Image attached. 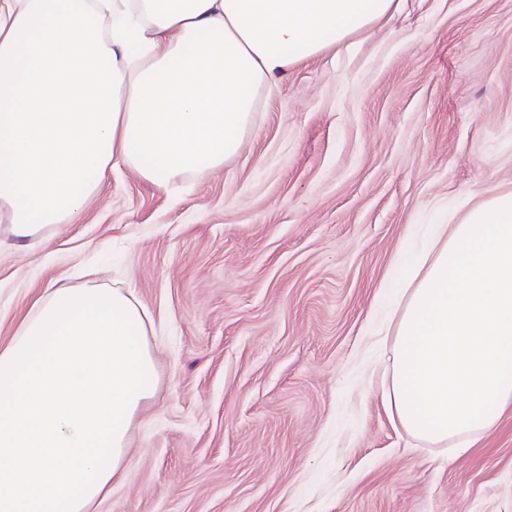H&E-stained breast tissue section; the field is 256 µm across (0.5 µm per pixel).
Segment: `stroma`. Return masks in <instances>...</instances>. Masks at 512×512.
I'll return each mask as SVG.
<instances>
[{"instance_id": "stroma-1", "label": "stroma", "mask_w": 512, "mask_h": 512, "mask_svg": "<svg viewBox=\"0 0 512 512\" xmlns=\"http://www.w3.org/2000/svg\"><path fill=\"white\" fill-rule=\"evenodd\" d=\"M224 168L113 172L48 241L0 231V347L53 282L132 289L159 383L95 512H512V410L469 454L400 430L370 334L420 225L512 191V0H403L293 67Z\"/></svg>"}]
</instances>
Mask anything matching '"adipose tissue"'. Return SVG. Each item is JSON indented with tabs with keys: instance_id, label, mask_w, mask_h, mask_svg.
Masks as SVG:
<instances>
[{
	"instance_id": "ef3b65f1",
	"label": "adipose tissue",
	"mask_w": 512,
	"mask_h": 512,
	"mask_svg": "<svg viewBox=\"0 0 512 512\" xmlns=\"http://www.w3.org/2000/svg\"><path fill=\"white\" fill-rule=\"evenodd\" d=\"M397 0H0V215L44 237L106 173L166 189L223 168L263 95ZM378 328L396 426L457 457L512 408V192L428 225ZM121 288L50 284L0 349V512H92L157 384Z\"/></svg>"
}]
</instances>
